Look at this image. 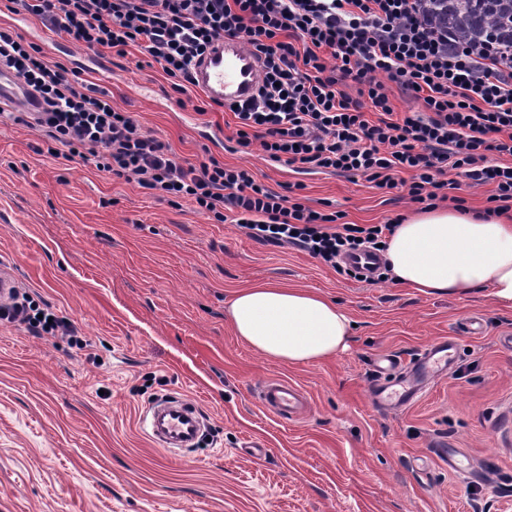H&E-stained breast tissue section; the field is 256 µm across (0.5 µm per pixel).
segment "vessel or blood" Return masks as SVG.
Returning <instances> with one entry per match:
<instances>
[{"mask_svg": "<svg viewBox=\"0 0 512 512\" xmlns=\"http://www.w3.org/2000/svg\"><path fill=\"white\" fill-rule=\"evenodd\" d=\"M193 77L195 86L210 100L227 106L244 104L256 93L260 64L239 40L227 38L217 42L195 65ZM7 105L29 113L41 109L38 100L14 74L1 67L0 108ZM453 347L452 341L441 338L428 344L415 358L389 360L384 372L390 380L387 385L371 389L372 400L379 405L410 403L426 384L447 372L448 353ZM255 397L263 407L284 421L301 414L306 406L304 393L279 378L263 380L255 390ZM205 427L194 404L174 397L153 403L146 430L158 446L182 449L193 447Z\"/></svg>", "mask_w": 512, "mask_h": 512, "instance_id": "1", "label": "vessel or blood"}]
</instances>
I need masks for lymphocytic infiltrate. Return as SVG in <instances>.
Segmentation results:
<instances>
[{
    "instance_id": "lymphocytic-infiltrate-1",
    "label": "lymphocytic infiltrate",
    "mask_w": 512,
    "mask_h": 512,
    "mask_svg": "<svg viewBox=\"0 0 512 512\" xmlns=\"http://www.w3.org/2000/svg\"><path fill=\"white\" fill-rule=\"evenodd\" d=\"M426 0H19L30 14L88 49L147 52L187 93L193 63L217 41L247 44L260 61L256 98L233 107L235 141L259 144L294 171L364 177L410 202L437 200L463 181L492 186L494 213L512 210V47L449 40L421 17ZM0 66L46 105L35 118L51 156L90 162L162 197L191 199L215 221L249 236L292 244L331 267L376 250L395 229L351 224L274 192L243 166L216 158L180 161L143 132L131 113L77 86L68 69L0 29ZM396 84L422 111L397 115L386 91ZM410 179H403V172ZM0 320L36 336H63L64 320L29 299L0 305Z\"/></svg>"
}]
</instances>
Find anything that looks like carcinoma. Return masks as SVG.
<instances>
[{
	"label": "carcinoma",
	"instance_id": "1",
	"mask_svg": "<svg viewBox=\"0 0 512 512\" xmlns=\"http://www.w3.org/2000/svg\"><path fill=\"white\" fill-rule=\"evenodd\" d=\"M426 9L430 23L448 28V35L479 43L499 34L512 43V0H432Z\"/></svg>",
	"mask_w": 512,
	"mask_h": 512
}]
</instances>
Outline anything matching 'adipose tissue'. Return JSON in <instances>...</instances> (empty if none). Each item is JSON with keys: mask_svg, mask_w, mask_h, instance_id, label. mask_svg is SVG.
Listing matches in <instances>:
<instances>
[{"mask_svg": "<svg viewBox=\"0 0 512 512\" xmlns=\"http://www.w3.org/2000/svg\"><path fill=\"white\" fill-rule=\"evenodd\" d=\"M397 283L432 294L488 291L512 310V224L459 211H425L397 224L384 253ZM239 338L265 358L306 364L345 350L351 320L336 302L263 282L237 291L226 309Z\"/></svg>", "mask_w": 512, "mask_h": 512, "instance_id": "obj_1", "label": "adipose tissue"}]
</instances>
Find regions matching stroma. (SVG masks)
Segmentation results:
<instances>
[{
	"mask_svg": "<svg viewBox=\"0 0 512 512\" xmlns=\"http://www.w3.org/2000/svg\"><path fill=\"white\" fill-rule=\"evenodd\" d=\"M61 46L50 60L180 159L247 166L281 193L300 184L303 203L329 204L352 224L420 210L361 177L298 173L257 146L236 151L233 115L198 89L175 93L139 47L101 50L112 62L105 82L78 68L80 47ZM0 260L93 343L80 351L0 323V512H512V349L499 344L512 310L487 293L356 280L189 200L52 157L38 129L12 122L0 124ZM264 281L335 300L354 323L348 349L301 365L251 349L225 309ZM472 316L483 335L462 334ZM441 337L457 344L446 375L410 404L373 403V358L407 359ZM269 377L305 392L299 419L255 399ZM165 394L197 406L209 429L202 446L174 452L143 433L140 415ZM447 447L467 470L449 468Z\"/></svg>",
	"mask_w": 512,
	"mask_h": 512,
	"instance_id": "obj_1",
	"label": "stroma"
}]
</instances>
